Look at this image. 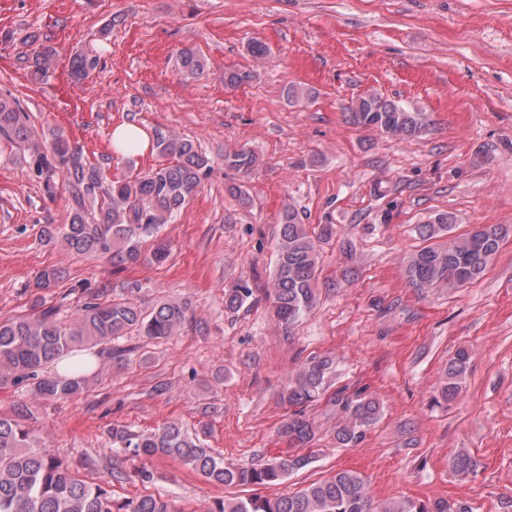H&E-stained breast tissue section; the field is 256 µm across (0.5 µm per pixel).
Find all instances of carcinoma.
I'll use <instances>...</instances> for the list:
<instances>
[{
  "mask_svg": "<svg viewBox=\"0 0 512 512\" xmlns=\"http://www.w3.org/2000/svg\"><path fill=\"white\" fill-rule=\"evenodd\" d=\"M54 62L53 47H42L34 61L35 76H50ZM97 65V56L78 54L70 60V71L82 80ZM176 69L184 78H195L203 74L205 61L198 53L185 49L176 58ZM349 112L353 124L400 139L417 138L428 125L426 113L407 109L377 93L358 98ZM0 139L23 149L24 161L47 197L68 194L69 222L44 225V239L60 241L77 257L102 254L117 267L166 258L163 244L146 256L143 236H151L170 223L200 191L211 169L209 158L195 143L167 135L157 138L155 148L168 162L141 176L110 179L101 167L87 160L80 148L71 145L63 130H35L22 112L19 99L12 95H0ZM257 164L255 153L244 147L224 154V166L244 178ZM454 219V214L445 212L438 214L435 224L416 225L417 235L428 245L406 261L410 287L420 292L453 290L484 276L506 230L497 224H482L467 234L455 235ZM335 234L331 224L312 227L303 223L291 206L283 212L275 269L266 297L278 326L287 335L315 306L318 243ZM63 278L64 271L59 268L44 269L35 277L34 288L48 290ZM140 292L141 286L135 282H123L118 288L78 285L69 293L79 294L80 303L66 318L59 317L58 307L44 306L38 295L31 313L0 320V386H22L34 399H72L87 389L88 373L94 369V365L77 357L78 353L93 350L120 362L131 352L122 345L123 340L133 335L169 339L194 318L192 302L187 298L160 300L145 310L138 303ZM253 295V289L245 284L225 289L224 310L240 311ZM67 360L71 361V372L48 370ZM470 362L465 347L457 349L448 360L440 391L443 400L451 402L457 397ZM332 369V359L311 357L288 379L281 398L290 413L278 430L286 449L264 464L226 466L197 434L178 421L151 433L114 425L109 429L113 450L132 458L170 459L226 487L279 485L290 472L310 463V456L298 454V450L312 446L317 434L306 408L327 390ZM333 401L340 411L334 438L343 445L361 441L366 429L381 416L380 403L374 397L360 393L350 397L338 391ZM29 415V406L24 403L14 415L0 416V512H176L170 500L159 496L124 501L112 498V481L124 479L119 472L99 483L74 473L29 429ZM478 466L476 458L465 451L452 459V468L460 475L474 473ZM206 512H472V508L443 499L431 502L404 497L377 502L361 475L343 470L275 497L253 493L217 499Z\"/></svg>",
  "mask_w": 512,
  "mask_h": 512,
  "instance_id": "obj_1",
  "label": "carcinoma"
}]
</instances>
